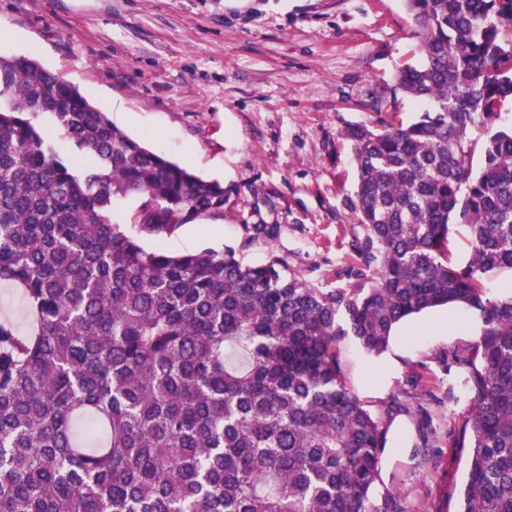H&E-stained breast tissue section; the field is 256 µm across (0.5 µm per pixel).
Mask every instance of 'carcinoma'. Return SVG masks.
Masks as SVG:
<instances>
[{"mask_svg": "<svg viewBox=\"0 0 512 512\" xmlns=\"http://www.w3.org/2000/svg\"><path fill=\"white\" fill-rule=\"evenodd\" d=\"M405 2L420 60L394 90L428 109L343 132L367 232L349 290L277 256L142 247L114 199L143 197L135 223L170 233L224 215V186L39 61L0 56V282L35 321L24 334L0 317V512H377L386 430L344 385L337 337L380 355L403 320L447 305L482 324L462 512H512V289L487 287L512 272V0ZM37 115L90 163L61 155Z\"/></svg>", "mask_w": 512, "mask_h": 512, "instance_id": "1", "label": "carcinoma"}]
</instances>
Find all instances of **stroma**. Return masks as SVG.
I'll return each instance as SVG.
<instances>
[{
  "instance_id": "obj_1",
  "label": "stroma",
  "mask_w": 512,
  "mask_h": 512,
  "mask_svg": "<svg viewBox=\"0 0 512 512\" xmlns=\"http://www.w3.org/2000/svg\"><path fill=\"white\" fill-rule=\"evenodd\" d=\"M0 54L33 56L148 149L223 183L224 214L156 236L173 254L234 247L245 263L278 256L327 289L353 287L365 237L351 201V123L411 122L422 104L394 94L417 61L404 0H0ZM479 317L440 307L402 322L373 355L337 339L347 388L380 418L387 445L378 512H459L473 404L462 387Z\"/></svg>"
}]
</instances>
